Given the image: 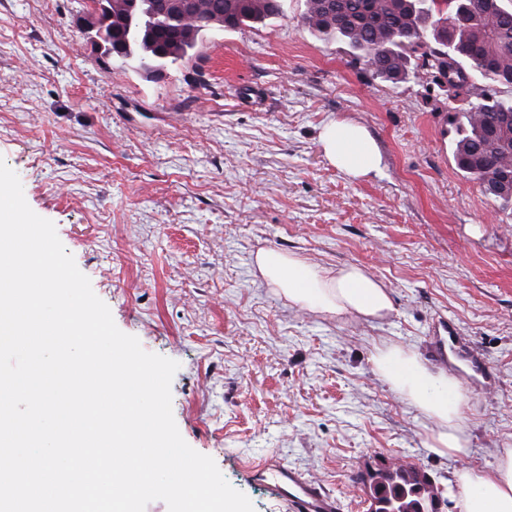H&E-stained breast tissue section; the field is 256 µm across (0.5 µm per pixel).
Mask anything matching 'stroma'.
<instances>
[{
	"mask_svg": "<svg viewBox=\"0 0 512 512\" xmlns=\"http://www.w3.org/2000/svg\"><path fill=\"white\" fill-rule=\"evenodd\" d=\"M287 0L266 26L209 33L157 77L117 72L89 39L91 0H0V159L142 348L179 364L172 409L255 512H287L250 472L274 456L368 512L380 459L415 465L453 508L457 460L374 373L375 346L427 353L452 320L494 384L464 382L467 465L512 448V203L453 156L465 97L436 70L398 86L348 46L315 39ZM365 125L383 157L353 180L330 166L328 120ZM273 247L358 264L394 310L372 323L301 311L254 266Z\"/></svg>",
	"mask_w": 512,
	"mask_h": 512,
	"instance_id": "stroma-1",
	"label": "stroma"
}]
</instances>
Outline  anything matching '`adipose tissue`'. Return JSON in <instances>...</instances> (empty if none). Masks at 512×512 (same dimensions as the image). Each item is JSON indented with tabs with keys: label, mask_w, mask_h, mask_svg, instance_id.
<instances>
[{
	"label": "adipose tissue",
	"mask_w": 512,
	"mask_h": 512,
	"mask_svg": "<svg viewBox=\"0 0 512 512\" xmlns=\"http://www.w3.org/2000/svg\"><path fill=\"white\" fill-rule=\"evenodd\" d=\"M327 162L352 179L379 173L382 155L361 124L332 120L320 130ZM261 277L294 306L330 317L381 321L393 311L382 281L350 264L335 270L311 264L290 252L262 249L255 256ZM374 372L429 423L425 446L432 453L460 460L454 472L456 512H512V448L497 451L489 470L465 465L469 438L462 424L464 392L460 381L433 368L412 347L385 344L371 358Z\"/></svg>",
	"instance_id": "adipose-tissue-1"
}]
</instances>
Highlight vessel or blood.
I'll list each match as a JSON object with an SVG mask.
<instances>
[{
  "label": "vessel or blood",
  "mask_w": 512,
  "mask_h": 512,
  "mask_svg": "<svg viewBox=\"0 0 512 512\" xmlns=\"http://www.w3.org/2000/svg\"><path fill=\"white\" fill-rule=\"evenodd\" d=\"M432 331L434 336L430 349L435 358H442L445 350L449 349L470 369L481 371V354L466 342L450 320H436ZM252 474L266 483L273 497L286 502L289 512H338L339 504L335 497L327 493L319 482L279 461L266 460L254 468Z\"/></svg>",
  "instance_id": "b4317fda"
}]
</instances>
